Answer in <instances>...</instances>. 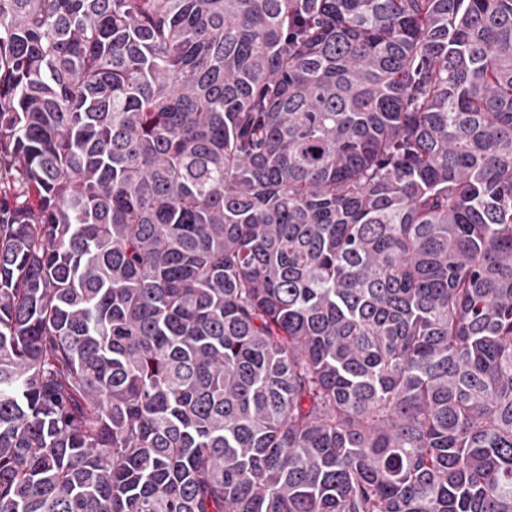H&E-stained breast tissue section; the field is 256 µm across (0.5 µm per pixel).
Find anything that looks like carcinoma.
Here are the masks:
<instances>
[{"mask_svg":"<svg viewBox=\"0 0 512 512\" xmlns=\"http://www.w3.org/2000/svg\"><path fill=\"white\" fill-rule=\"evenodd\" d=\"M0 512H512V0H0Z\"/></svg>","mask_w":512,"mask_h":512,"instance_id":"carcinoma-1","label":"carcinoma"}]
</instances>
